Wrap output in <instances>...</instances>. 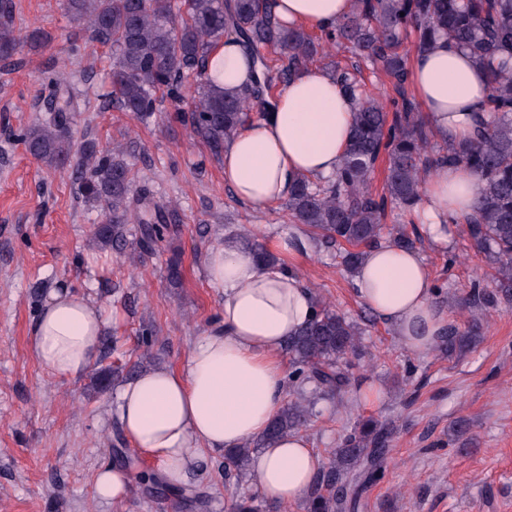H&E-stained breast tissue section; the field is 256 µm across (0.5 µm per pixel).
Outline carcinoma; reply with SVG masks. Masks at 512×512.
Wrapping results in <instances>:
<instances>
[{"mask_svg": "<svg viewBox=\"0 0 512 512\" xmlns=\"http://www.w3.org/2000/svg\"><path fill=\"white\" fill-rule=\"evenodd\" d=\"M185 17L173 24L175 0H65L71 19L92 41L112 49L110 87L99 95L102 109L129 112L136 118L152 114L159 98L182 102V87L189 73L204 74L208 52L222 38L239 40L251 55L258 75L239 94L228 96L205 84L194 106L176 108L181 121L208 147L209 157L220 160L224 143L234 136L253 109L272 108L273 78L288 82L321 61L324 50L345 47L359 60L381 69L390 78L396 97L381 102L356 73L339 65L331 72L341 89L357 102L350 144L332 179L300 177L285 203L286 222L302 226L311 239L336 248L340 264L355 269L364 249L386 240L396 246H414L417 229H386L388 211H413L436 165H462L478 179L474 215L466 231L484 254L494 288L471 285V315L461 331L448 327L439 348L451 353L471 341L480 329L484 312L498 306V290H512V0H353L349 15L320 35L302 27L282 24L272 0H184ZM417 49L426 48L445 34L468 52L475 64L492 75L487 111L490 121L478 137L464 145L435 146L432 132L409 94L408 59L401 52L409 33ZM51 40L40 27L25 36L16 34L11 0H0V61L17 50L44 48ZM70 100H51L46 116L23 133L28 152L48 167L61 168L80 156L89 168L82 182L84 197L102 207L106 221L95 233L103 246L123 235L124 225H140L139 253L149 252L175 212L141 203L134 197V174L118 149L102 155L91 141L75 149L69 132ZM388 160L383 192L368 190L381 155ZM242 249L264 265L278 259L254 237H240ZM361 331L348 317L323 302H316L312 319L288 339L292 357L288 385H314L322 395L342 393L350 386L349 359L361 356ZM309 415L299 400H287L260 438L224 453V475L241 479L245 465L261 448L296 434ZM390 432L367 420L346 434L329 462L316 476L307 495V512H351L360 487L371 480L388 452ZM125 465L135 470L143 489L172 493L184 508L203 504L198 485L172 488L157 472L136 469L121 448L114 449Z\"/></svg>", "mask_w": 512, "mask_h": 512, "instance_id": "carcinoma-1", "label": "carcinoma"}]
</instances>
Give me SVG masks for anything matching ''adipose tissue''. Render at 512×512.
I'll list each match as a JSON object with an SVG mask.
<instances>
[{
  "mask_svg": "<svg viewBox=\"0 0 512 512\" xmlns=\"http://www.w3.org/2000/svg\"><path fill=\"white\" fill-rule=\"evenodd\" d=\"M351 9L352 0H274L273 5L284 23L313 30L335 26ZM253 78V65L237 41L223 39L210 52L205 80L215 88L232 95ZM409 83L441 142H464L486 120L490 75L447 38L413 54ZM356 108L330 73L298 75L273 108L247 119L225 144V184L239 202L258 207L283 199L298 176L335 175ZM476 192L477 179L465 167L443 165L431 172L417 210L434 240H444L446 227L466 223ZM205 268L209 284L224 295L218 320L179 367L138 373L119 395L117 415L125 435L175 485L202 450L234 448L265 433L285 401L286 342L315 310L299 276L265 266L234 246H212ZM354 285L361 304L411 351L429 350L448 327L417 249L388 243L367 249ZM105 322L94 303L58 286L31 329L29 350L56 375L80 376L98 354ZM252 467L261 493L280 504L308 493L321 459L295 434L261 449Z\"/></svg>",
  "mask_w": 512,
  "mask_h": 512,
  "instance_id": "adipose-tissue-1",
  "label": "adipose tissue"
}]
</instances>
